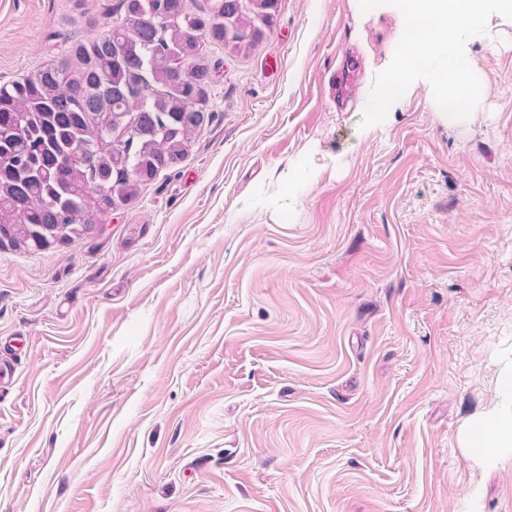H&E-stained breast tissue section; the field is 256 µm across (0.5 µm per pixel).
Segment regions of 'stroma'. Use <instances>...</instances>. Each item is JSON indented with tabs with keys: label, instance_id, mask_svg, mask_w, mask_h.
<instances>
[{
	"label": "stroma",
	"instance_id": "obj_1",
	"mask_svg": "<svg viewBox=\"0 0 512 512\" xmlns=\"http://www.w3.org/2000/svg\"><path fill=\"white\" fill-rule=\"evenodd\" d=\"M119 3L0 0V84ZM397 44L279 0L254 48L207 45L184 160L101 234L0 250V512H512V454L460 444L512 367V25L472 46L468 121L419 86L361 128Z\"/></svg>",
	"mask_w": 512,
	"mask_h": 512
}]
</instances>
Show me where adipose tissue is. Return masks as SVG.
Segmentation results:
<instances>
[{
    "label": "adipose tissue",
    "mask_w": 512,
    "mask_h": 512,
    "mask_svg": "<svg viewBox=\"0 0 512 512\" xmlns=\"http://www.w3.org/2000/svg\"><path fill=\"white\" fill-rule=\"evenodd\" d=\"M461 445L478 449L484 462L490 465L512 450V370L499 378L496 407L467 425L461 435Z\"/></svg>",
    "instance_id": "obj_1"
}]
</instances>
